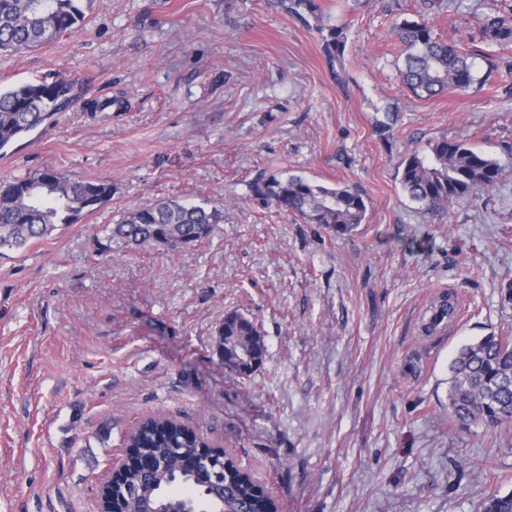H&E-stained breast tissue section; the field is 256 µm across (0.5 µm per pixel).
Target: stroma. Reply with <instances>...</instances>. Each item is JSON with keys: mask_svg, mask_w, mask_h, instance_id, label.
I'll use <instances>...</instances> for the list:
<instances>
[{"mask_svg": "<svg viewBox=\"0 0 512 512\" xmlns=\"http://www.w3.org/2000/svg\"><path fill=\"white\" fill-rule=\"evenodd\" d=\"M343 28L335 75L320 31L272 0H95L76 33L0 54V87L73 79L84 101L0 154V178L51 168L108 181L76 224L0 253V512H98L126 434L161 413L229 449L280 512H479L512 492V423L448 418L458 348L512 332V0H314ZM477 50L479 87L419 98L397 26ZM393 109L386 134L377 125ZM464 140L504 168L492 190L426 211L403 160ZM349 185L350 234L251 195L258 175ZM208 203L199 243L130 249L104 228L158 200ZM453 291V332L420 335ZM260 325L242 377L213 350L225 313Z\"/></svg>", "mask_w": 512, "mask_h": 512, "instance_id": "stroma-1", "label": "stroma"}]
</instances>
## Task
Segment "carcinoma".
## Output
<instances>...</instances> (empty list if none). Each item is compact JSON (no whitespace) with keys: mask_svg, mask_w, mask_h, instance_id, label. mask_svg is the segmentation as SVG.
Returning a JSON list of instances; mask_svg holds the SVG:
<instances>
[{"mask_svg":"<svg viewBox=\"0 0 512 512\" xmlns=\"http://www.w3.org/2000/svg\"><path fill=\"white\" fill-rule=\"evenodd\" d=\"M93 0H0V53H14L45 45L64 32H77L91 11ZM301 20L316 15L312 0H278ZM397 35L403 46L402 84L418 96H435L448 90L466 92L481 84L470 49L434 36L423 18L405 20ZM483 35L507 43L512 28L500 18H489ZM344 48L343 29L332 27L323 51L334 64ZM77 84L60 76L52 82L29 80L0 88V150L34 131L46 113L62 111L58 98ZM503 174L501 164L464 141L443 139L427 154L412 153L402 163L401 184L411 199L431 211L447 208L455 198L490 190ZM251 194L316 224L330 236H343L366 218L362 195L350 186L326 187L303 176L282 180L259 176L247 184ZM112 199V184L42 171L0 179V249H23L33 239L50 236L58 227L76 224ZM224 223V212L200 204L160 201L126 212L112 225L110 239L127 246L162 245L176 249L199 242L214 225ZM459 311L449 292L437 295L421 322L425 336L447 327ZM215 352L224 367L248 376L262 363L265 343L260 327L249 318L230 312L216 329ZM448 413L461 427L483 424L497 427L512 420V336L488 335L462 345L449 364ZM153 457L156 469L147 476L128 474L123 482L137 488L136 498H147L157 512H183L185 503L211 512H267L273 502L254 494L253 477L232 459L225 460L224 503L213 493L218 488L195 479L180 460L212 444L191 427L174 419H144L126 437ZM482 512H512V493L484 499Z\"/></svg>","mask_w":512,"mask_h":512,"instance_id":"obj_1","label":"carcinoma"}]
</instances>
